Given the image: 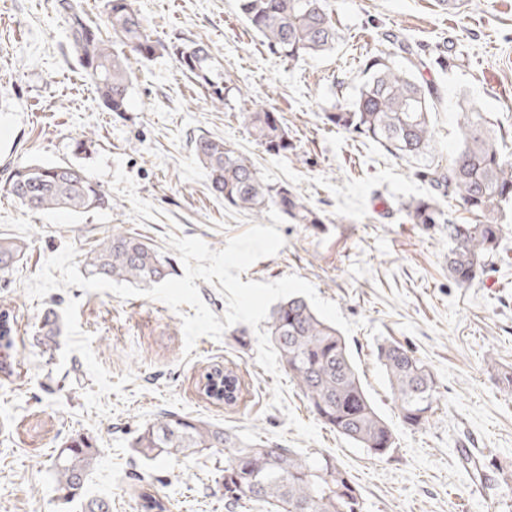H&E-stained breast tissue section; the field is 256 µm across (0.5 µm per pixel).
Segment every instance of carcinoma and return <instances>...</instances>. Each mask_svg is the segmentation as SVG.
<instances>
[{
	"mask_svg": "<svg viewBox=\"0 0 512 512\" xmlns=\"http://www.w3.org/2000/svg\"><path fill=\"white\" fill-rule=\"evenodd\" d=\"M248 26L267 49L296 60L331 50L338 30L328 0H237ZM67 23V37L90 75L101 104L124 112L131 94L129 58L112 49L114 41L150 60L165 46L148 34L131 0H103L112 37H103L89 24L79 0H59ZM382 48L363 60L364 81L342 103L324 112L327 124L381 146L388 154L421 166L419 175L433 193L407 206L413 224L448 225V272L460 285L480 278L498 257L504 227L503 207L512 204V161L496 146L498 132L489 127L479 107L467 103L458 124L460 145L448 161L435 145L434 114L440 95L424 78L434 68L448 70V55L440 50L429 57L404 36L382 34ZM177 68L204 90L212 104L224 105L226 87L215 80L211 55L203 43L172 47ZM245 127L271 156L295 150L288 128L277 112L257 104L241 110ZM197 160L207 171L212 194L240 210L261 213L278 208L297 224H319V215L296 199L287 187L264 179L243 154L219 137L200 135L193 141ZM7 191L29 210L59 208L74 212L112 207L109 197L82 171L68 165L27 163L14 169ZM452 198L467 211L484 218L479 224H455L441 200ZM24 246L0 239V273L9 272ZM88 276L148 287L173 271L170 259L141 239L117 228L107 233L84 260ZM270 341L288 375L311 412L326 427L377 456L395 444L391 426L378 413L365 389L345 338L323 320L302 297L280 302L267 321ZM377 359L389 384L403 425L420 429L430 423L438 403L433 371L409 349L396 342L377 344ZM17 360L9 313L0 312V373L9 378ZM238 378L231 371L207 374L205 396L215 404L237 398ZM133 447L144 457H187L203 450L224 455L220 469L224 501L249 512H363L364 502L348 473L336 459H314L290 448L262 440H243L229 429L165 413L147 424ZM95 456L87 440L78 437L60 450L52 470L59 490L84 484Z\"/></svg>",
	"mask_w": 512,
	"mask_h": 512,
	"instance_id": "cac0c4a2",
	"label": "carcinoma"
}]
</instances>
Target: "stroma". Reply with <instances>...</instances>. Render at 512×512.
Returning a JSON list of instances; mask_svg holds the SVG:
<instances>
[{
  "instance_id": "35a3bbf8",
  "label": "stroma",
  "mask_w": 512,
  "mask_h": 512,
  "mask_svg": "<svg viewBox=\"0 0 512 512\" xmlns=\"http://www.w3.org/2000/svg\"><path fill=\"white\" fill-rule=\"evenodd\" d=\"M340 38L332 50L298 61L272 54L242 18L237 0H133L152 38L173 46L202 41L232 92L212 106L202 89L160 53L132 60L127 111L103 107L72 52L55 0H0V238L25 245L11 274L0 275V306L16 329L20 354L13 382L0 381V512H82L100 496L112 512H141L139 495L162 497L169 512H228L209 451L149 460L133 446L165 412L231 429L296 451L328 454L350 474L365 512H512V393L488 361L512 367V205L505 206L499 256L472 284L448 272L446 225L410 223L406 204L430 193L415 164L325 123L323 114L363 81V58L383 32L403 34L425 52L448 48V69L431 70L441 103L434 117L443 157L458 148L462 101L507 130L498 146L512 157V0H329ZM279 113L296 146L267 155L249 135L243 106ZM223 138L261 174L288 186L320 216L284 220V247L255 262L241 281L295 274L358 324L346 338L363 382L396 446L372 456L320 427L309 442L289 427L271 399L274 377L256 362L257 338L243 323L221 339L184 350L182 320L146 297L71 286L43 299L24 283L47 258L73 244L85 255L113 227L143 238L184 275L169 235L196 236L211 249L266 213L238 210L215 197L192 141ZM66 163L84 171L112 206L74 213L31 212L5 190L23 163ZM55 313L61 334L44 345L40 329ZM389 339L433 371L440 392L429 425L404 426L376 345ZM244 381L236 406L215 405L198 389L213 366ZM88 438L94 467L80 495L65 499L51 462L72 438ZM479 461L474 475L466 458Z\"/></svg>"
}]
</instances>
